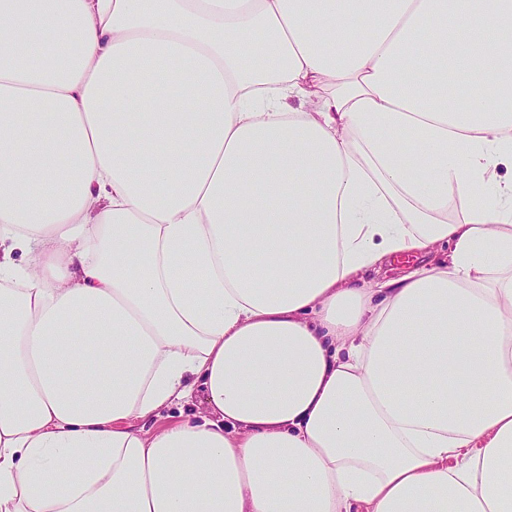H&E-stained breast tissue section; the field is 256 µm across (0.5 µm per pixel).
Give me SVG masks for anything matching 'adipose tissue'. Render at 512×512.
Masks as SVG:
<instances>
[{
    "mask_svg": "<svg viewBox=\"0 0 512 512\" xmlns=\"http://www.w3.org/2000/svg\"><path fill=\"white\" fill-rule=\"evenodd\" d=\"M507 163L512 0H0V512H512ZM433 255L428 256L426 258L417 257L412 253H403L396 255L395 258H390L384 267L385 275L387 278L397 277L400 271L406 266H414L421 264H429L432 262ZM202 398V393L197 391L195 397L189 402H183L179 406L164 410L155 422L151 421L148 423L147 428L154 426L155 429H158L185 417H199L200 413L205 412L204 404L201 402Z\"/></svg>",
    "mask_w": 512,
    "mask_h": 512,
    "instance_id": "1",
    "label": "adipose tissue"
}]
</instances>
